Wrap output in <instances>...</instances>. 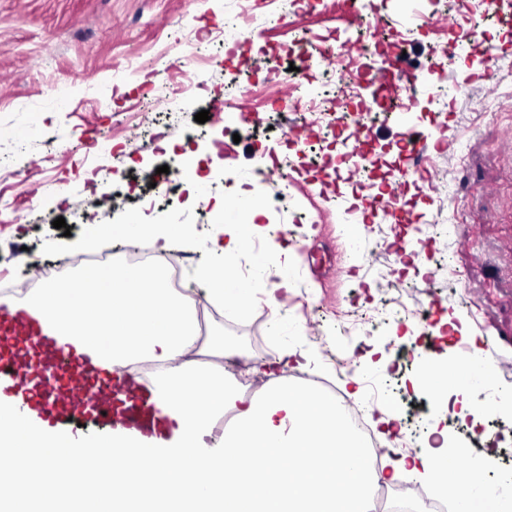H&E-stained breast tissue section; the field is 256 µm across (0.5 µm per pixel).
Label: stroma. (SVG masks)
Instances as JSON below:
<instances>
[{
  "mask_svg": "<svg viewBox=\"0 0 512 512\" xmlns=\"http://www.w3.org/2000/svg\"><path fill=\"white\" fill-rule=\"evenodd\" d=\"M455 8L454 0H426L415 21L406 0H387L384 33L404 51V68L450 42L446 18ZM245 12L252 43L243 70L217 35ZM481 26L494 56L455 44L456 66L420 93L411 115L384 111L367 121L390 167L403 165L411 132L425 136L440 161L436 183L412 171L402 179L413 219L407 236L423 240L405 251L392 219L369 206H361V221L338 223L318 178L259 184L253 177L275 157L295 169L339 160L355 142V124L306 126L285 107L255 122L253 101L216 109L236 81L266 85L285 101L308 94L305 85L267 84V70L289 68L306 51L333 72L338 45L355 46L365 34L345 0H302L284 21L266 0H0V268L85 253V239L103 224L173 220L187 227L179 247L197 255L186 271L196 282L212 262L207 243L226 239L237 223L251 225L244 247L224 262L233 281L251 284L250 309L242 315L224 304L206 331L242 328L249 365L291 347L292 373L319 375L337 349L357 352L362 380L344 391L357 393L368 413L392 405L404 429L447 431L454 449L481 440L476 424L512 420V143L503 140L512 130V31L491 15ZM193 32L207 36L201 55L177 67ZM190 81L202 88L185 102L173 90ZM460 88L467 96L449 104ZM203 110L211 118L201 124L195 116ZM296 125L300 135L287 143ZM165 180L181 202L173 219L147 205ZM107 184L113 200L88 210ZM278 192L288 207L277 218L266 199ZM199 197L206 213L195 207ZM59 217L66 230L54 228ZM432 224L443 233L429 232ZM354 292L359 309L385 314L400 297L424 320L398 319L355 343L336 319ZM433 365L452 374L466 368L470 377L459 387L421 385ZM479 388L500 395L479 406Z\"/></svg>",
  "mask_w": 512,
  "mask_h": 512,
  "instance_id": "1",
  "label": "stroma"
}]
</instances>
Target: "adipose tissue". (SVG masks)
<instances>
[{
  "label": "adipose tissue",
  "instance_id": "ef3b65f1",
  "mask_svg": "<svg viewBox=\"0 0 512 512\" xmlns=\"http://www.w3.org/2000/svg\"><path fill=\"white\" fill-rule=\"evenodd\" d=\"M109 236L152 240L168 251L174 238H185L173 224H111ZM28 299L43 312L61 343L90 347L104 366L115 370L140 360L158 368L151 387L164 413L178 423L185 438L177 448L181 466L168 464L160 449L143 451L132 436H108L93 447L73 445L72 464L61 467L44 459L31 472L15 452L18 442L50 448L54 442L0 427V458L14 474L0 485V498L13 499L25 512L22 488L37 486L52 496L61 485L98 472L106 487L98 497L101 512H125L130 498L187 499L208 505V512H368L370 490L395 481L397 472L425 473L457 497L462 512H487L492 494L461 477L474 466L446 444L397 460L392 471L367 463L368 449L345 425L335 399L313 388L293 392L287 376L265 385L250 400L228 388L220 372L203 357L229 358L223 335L200 336L195 312L169 288L166 270L155 266H105L84 269L66 283H47ZM235 415L216 447L200 443L227 410Z\"/></svg>",
  "mask_w": 512,
  "mask_h": 512
}]
</instances>
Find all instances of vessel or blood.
<instances>
[{"instance_id":"obj_1","label":"vessel or blood","mask_w":512,"mask_h":512,"mask_svg":"<svg viewBox=\"0 0 512 512\" xmlns=\"http://www.w3.org/2000/svg\"><path fill=\"white\" fill-rule=\"evenodd\" d=\"M0 394L13 407L0 425L23 433L32 419L58 426L84 414L103 429L159 445L177 437L144 383L116 376L98 352L60 344L49 323L30 306L0 308Z\"/></svg>"}]
</instances>
